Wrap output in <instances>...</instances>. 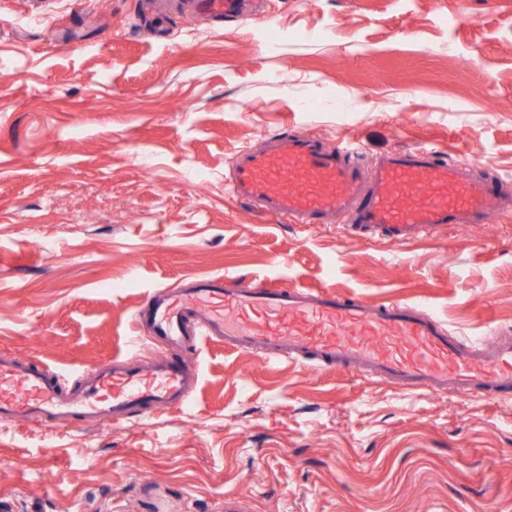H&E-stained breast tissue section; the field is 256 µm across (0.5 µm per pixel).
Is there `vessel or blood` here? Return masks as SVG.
<instances>
[{
    "label": "vessel or blood",
    "mask_w": 512,
    "mask_h": 512,
    "mask_svg": "<svg viewBox=\"0 0 512 512\" xmlns=\"http://www.w3.org/2000/svg\"><path fill=\"white\" fill-rule=\"evenodd\" d=\"M197 13L240 17L243 0H190ZM358 143L333 147L307 134L278 133L233 159L227 189L266 214L311 229L344 217L380 240L406 244L449 225L476 227L492 208L512 209V176L478 178L470 161L432 147L399 148L370 167ZM172 357L147 366L127 350L85 369L84 384L25 358H0V422L37 419L45 429L92 420L131 423L162 406L187 405L198 374L182 350L200 338L269 361L320 371L366 370L405 391L476 399L512 393V338L464 343L417 304L374 303L327 288L226 287L223 276L159 288L135 310Z\"/></svg>",
    "instance_id": "obj_1"
}]
</instances>
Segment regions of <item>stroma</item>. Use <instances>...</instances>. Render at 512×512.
Segmentation results:
<instances>
[{
	"label": "stroma",
	"mask_w": 512,
	"mask_h": 512,
	"mask_svg": "<svg viewBox=\"0 0 512 512\" xmlns=\"http://www.w3.org/2000/svg\"><path fill=\"white\" fill-rule=\"evenodd\" d=\"M142 0H0V355L64 384L162 350L134 320L200 275L420 304L512 334V212L401 245L305 231L225 189L270 133L431 145L512 173V0H262L168 36ZM190 403L126 426H0V512H512V400L399 391L203 339Z\"/></svg>",
	"instance_id": "obj_1"
}]
</instances>
